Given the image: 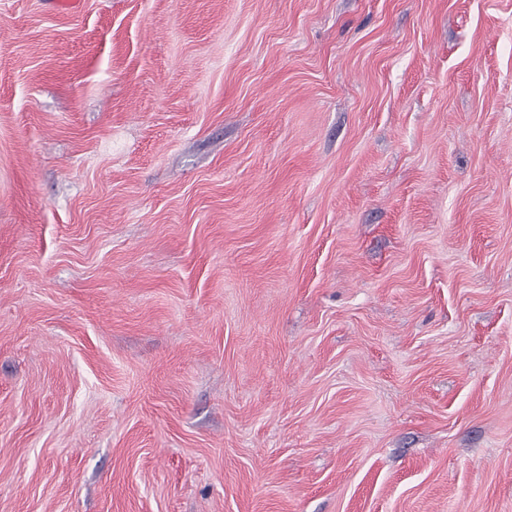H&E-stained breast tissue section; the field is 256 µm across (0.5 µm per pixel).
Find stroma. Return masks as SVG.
Segmentation results:
<instances>
[{
	"mask_svg": "<svg viewBox=\"0 0 512 512\" xmlns=\"http://www.w3.org/2000/svg\"><path fill=\"white\" fill-rule=\"evenodd\" d=\"M0 512H512V0H0Z\"/></svg>",
	"mask_w": 512,
	"mask_h": 512,
	"instance_id": "1",
	"label": "stroma"
}]
</instances>
